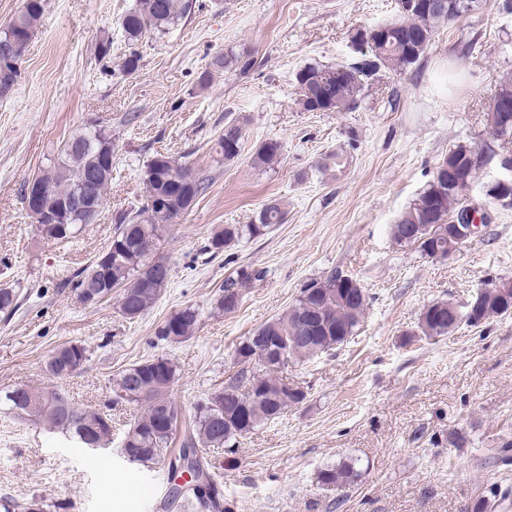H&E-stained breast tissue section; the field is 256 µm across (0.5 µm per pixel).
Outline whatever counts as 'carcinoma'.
Masks as SVG:
<instances>
[{
	"instance_id": "carcinoma-1",
	"label": "carcinoma",
	"mask_w": 512,
	"mask_h": 512,
	"mask_svg": "<svg viewBox=\"0 0 512 512\" xmlns=\"http://www.w3.org/2000/svg\"><path fill=\"white\" fill-rule=\"evenodd\" d=\"M405 0H396L399 19L378 25L384 30L368 49L349 65L339 67L308 64L297 71L296 103L305 112H350L360 105L362 91L383 69L404 70L421 59L434 38L437 28L472 14L479 0H427L428 11L407 10ZM192 0H138L135 9L125 14L122 28L129 42L140 39L144 32H163L191 12ZM45 0H23L21 9L0 28V94L9 91L18 77L16 67L5 62L3 47L16 42L28 47L40 23ZM252 62L245 53L232 50L217 56L212 66L218 70L245 71ZM242 128L231 120L224 126L218 148L224 160L240 154ZM112 143V131L104 126L83 132L65 143L57 162L49 165L36 180L43 184L42 209L58 217L56 224H40L43 237L66 241L83 226L93 223L104 206L112 182V160L106 147ZM282 145L268 140L258 148L254 161L268 165L278 159ZM490 153L477 152L458 145L440 161L431 179L407 209L392 225L393 239L399 246H413L422 257L429 251L417 240L403 238L404 228L414 225L421 238L433 237L442 225L461 221L467 205L466 191L472 185ZM145 187L143 205L137 211L115 215L112 240L78 275L74 294L80 303L93 292L106 297L120 289L119 311L134 320L156 302L168 283L170 266L155 255L160 225L171 224L189 211L207 190L202 178L187 164L157 152L141 174ZM487 196L504 208L512 207V181L494 180ZM286 212L279 202L270 200L249 224H226L208 239L206 250L214 255L224 248L265 235L275 224L284 223ZM265 277L262 270L229 276L224 279L217 309L230 313L241 298L240 290L252 279ZM360 283L337 271L324 279L306 285L286 315L275 318L239 341L234 349L236 363L242 368L224 385L196 405L191 429L183 435L178 456L214 448H232L238 439L281 417L288 406L306 399L303 390L287 386L276 376L291 360L309 359L343 345L359 329L367 308V296L351 302L345 298ZM19 307V294L14 288H0V314L11 316ZM505 315L503 301L489 288L475 294L463 305L437 300L426 307L417 323V334L428 339L454 334L461 326H478ZM199 315L184 308L170 315L158 330L160 339L180 343L190 339L199 329ZM86 359V349L77 343L57 347L46 364L48 373L66 377ZM262 364L264 374L247 370L252 362ZM177 380V367L166 356L135 363L122 370L112 382L115 399L136 410L122 441V452L132 455V462L147 468L166 467L174 477L169 445L178 422L179 410L170 397ZM12 413L37 418L54 432L83 448L96 444L101 448L112 442V417L101 411L75 405L59 392L41 393L31 386L20 387L3 396ZM355 465L339 463L320 470L317 485L322 489L339 488L354 482ZM172 497H181L174 486ZM508 491L489 490V496L476 500L471 512H488L494 500L504 499ZM192 498L208 512H231L218 495L210 503L198 496ZM46 512L42 500L33 499L19 505L10 498L0 499L3 512Z\"/></svg>"
}]
</instances>
